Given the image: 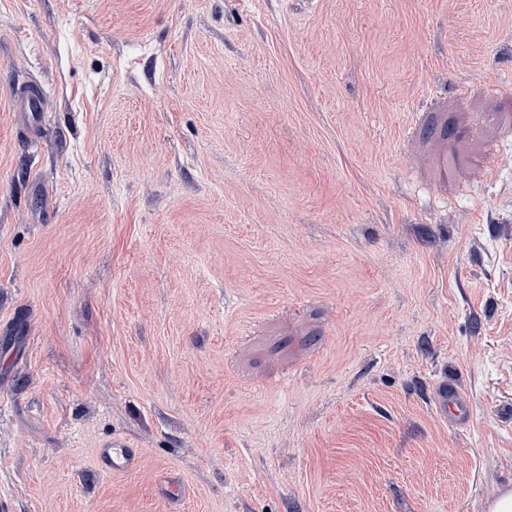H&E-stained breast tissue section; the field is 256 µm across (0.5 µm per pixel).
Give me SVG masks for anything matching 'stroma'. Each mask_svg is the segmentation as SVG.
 I'll list each match as a JSON object with an SVG mask.
<instances>
[{
    "label": "stroma",
    "instance_id": "stroma-1",
    "mask_svg": "<svg viewBox=\"0 0 512 512\" xmlns=\"http://www.w3.org/2000/svg\"><path fill=\"white\" fill-rule=\"evenodd\" d=\"M170 471L184 512L512 488V0H0V512ZM436 404L442 414L448 413L451 423L457 428L465 429L470 422V412L466 395L451 385L439 388ZM140 458L138 450L116 442L107 443L97 451L98 464L105 471H134L140 464Z\"/></svg>",
    "mask_w": 512,
    "mask_h": 512
}]
</instances>
